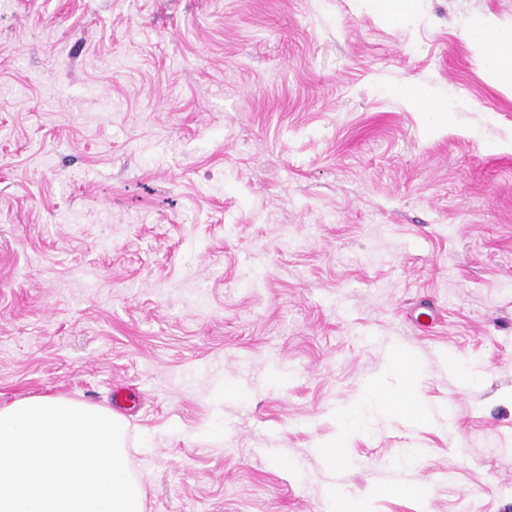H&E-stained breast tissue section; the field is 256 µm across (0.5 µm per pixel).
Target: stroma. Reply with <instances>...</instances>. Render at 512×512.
Masks as SVG:
<instances>
[{
	"mask_svg": "<svg viewBox=\"0 0 512 512\" xmlns=\"http://www.w3.org/2000/svg\"><path fill=\"white\" fill-rule=\"evenodd\" d=\"M488 15L512 28V0H0V403L130 389L145 512H332L331 485L512 512ZM397 347L415 418L377 411ZM361 422H362V417L359 414H352V415L345 414L341 417L338 438H337L336 442L334 443V446H329L331 448L325 449V452H327L330 456L333 457L332 459L336 458V453L340 454L341 448H339V447H344L347 439L356 432L355 428ZM334 447H336V448H334ZM332 459H329V460L332 461Z\"/></svg>",
	"mask_w": 512,
	"mask_h": 512,
	"instance_id": "1",
	"label": "stroma"
}]
</instances>
